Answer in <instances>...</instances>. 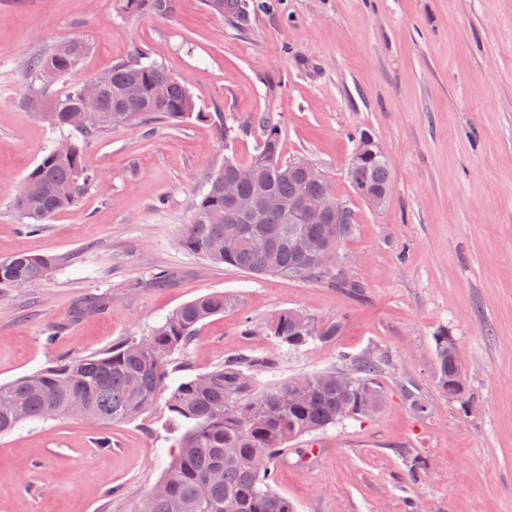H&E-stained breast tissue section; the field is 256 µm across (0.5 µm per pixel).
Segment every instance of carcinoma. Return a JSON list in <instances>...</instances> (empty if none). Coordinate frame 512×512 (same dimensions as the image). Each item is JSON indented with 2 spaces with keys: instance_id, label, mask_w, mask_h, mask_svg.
<instances>
[{
  "instance_id": "cac0c4a2",
  "label": "carcinoma",
  "mask_w": 512,
  "mask_h": 512,
  "mask_svg": "<svg viewBox=\"0 0 512 512\" xmlns=\"http://www.w3.org/2000/svg\"><path fill=\"white\" fill-rule=\"evenodd\" d=\"M208 8L230 22L243 25L250 13L249 0H206ZM140 14L165 16L175 0H128ZM89 51L76 38L23 65L32 79L62 80L74 74ZM96 83L107 105L103 120L84 128L69 122V114L82 104L85 86ZM134 87L137 96L126 91ZM193 116L195 103L177 78L157 63L142 62V53L112 64L102 75L73 83L50 103L42 118L54 129L68 128L89 136L115 125H149L182 121ZM248 166L254 179L271 194L288 201L310 204L326 192L323 177H307L281 160L276 127L264 125V136ZM240 164L226 160L212 173L193 204L192 214L179 237L180 248L216 266L228 265L249 274H269L299 281H324L358 288L336 274L310 264L308 257L328 246H339L353 224L315 220L288 222V213L265 212L260 224H242L224 199V180L236 179ZM94 178L84 160V150L66 138L47 149L23 179L16 208L29 231L54 215L76 205ZM353 184L383 193L392 182L391 163L363 158L351 167ZM57 260L49 255L18 252L0 259V288L45 280ZM238 305L224 292L201 295L178 307L151 333L112 346L99 355L63 360L28 376L0 384V436L17 425L70 417L79 407L85 421L118 425L136 419L167 394L169 421L181 432L178 452L163 483L146 495L137 512H295L284 494L276 491V462L288 457V444L305 435L324 431L366 407L378 413L385 403L381 383L382 362L359 357L350 361L352 386L336 389V370L291 378L260 389L253 373L263 361L249 355L224 360L215 369L168 384V357L180 352L198 336L205 321ZM267 332L290 350L317 341H333L337 322L316 325L297 310L275 313L265 324ZM436 376L439 390L467 404L473 399L468 381L451 383L463 366L454 338L440 331L435 337Z\"/></svg>"
}]
</instances>
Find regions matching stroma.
Here are the masks:
<instances>
[{
	"label": "stroma",
	"mask_w": 512,
	"mask_h": 512,
	"mask_svg": "<svg viewBox=\"0 0 512 512\" xmlns=\"http://www.w3.org/2000/svg\"><path fill=\"white\" fill-rule=\"evenodd\" d=\"M80 37V82L138 50L185 83L198 114L115 126L84 142L97 177L80 203L28 232L15 202L57 135L28 105L24 59ZM237 127L221 136L217 121ZM283 159L305 156L352 211L341 245L359 294L323 282L215 266L178 245L208 176L246 163L264 123ZM369 131L392 162L376 209L346 178ZM26 250L59 263L40 284L0 292V384L146 335L169 312L223 291L174 365L194 375L256 355L268 388L293 377L383 363V410L303 437L275 486L296 512H512V0H259L246 29L205 0L166 17L126 0H0V258ZM170 279L156 286L153 276ZM295 309L337 321L327 344L288 350L263 328ZM453 336L475 403L437 387L435 340ZM427 403L413 413L406 391ZM112 445L100 447V431ZM74 419L0 438V512H137L165 476L178 432L163 403L106 429ZM428 468L417 485L414 459Z\"/></svg>",
	"instance_id": "1"
}]
</instances>
